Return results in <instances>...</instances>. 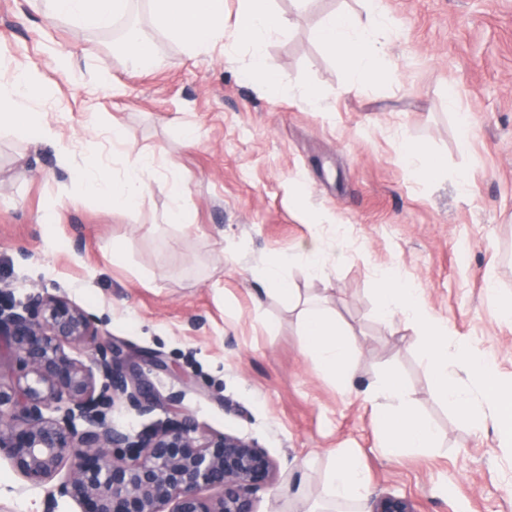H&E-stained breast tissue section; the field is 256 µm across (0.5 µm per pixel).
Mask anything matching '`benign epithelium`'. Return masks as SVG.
I'll return each instance as SVG.
<instances>
[{
	"label": "benign epithelium",
	"instance_id": "1",
	"mask_svg": "<svg viewBox=\"0 0 512 512\" xmlns=\"http://www.w3.org/2000/svg\"><path fill=\"white\" fill-rule=\"evenodd\" d=\"M87 310L45 288L15 303L0 289V351L20 374L0 384V449L27 482L52 480L65 462L68 476L50 491L81 512H255V494L277 480L275 460L256 441L205 434L185 415L131 435L108 420L120 401L139 414L160 402L140 365L104 339ZM71 349L92 351L91 365ZM366 512H418L414 500L369 497Z\"/></svg>",
	"mask_w": 512,
	"mask_h": 512
}]
</instances>
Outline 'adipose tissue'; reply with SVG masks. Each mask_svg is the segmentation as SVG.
Segmentation results:
<instances>
[{
	"label": "adipose tissue",
	"instance_id": "obj_1",
	"mask_svg": "<svg viewBox=\"0 0 512 512\" xmlns=\"http://www.w3.org/2000/svg\"><path fill=\"white\" fill-rule=\"evenodd\" d=\"M143 2L159 30L183 40L192 50H208L226 41L247 49L258 84L265 89L272 85L265 47L287 27L288 20L272 10L270 0H239L238 22L229 37L224 34V0H37L36 6L55 20L109 30L118 17L130 16ZM387 27L385 15L372 4L360 13L331 14L316 28L315 38L327 50L341 54L351 67L347 91L360 90L379 76L385 52L378 36ZM49 93L36 69H0V99L10 105L9 111L0 113V127L41 141L52 138V127L33 107ZM106 140L113 153L124 158L117 173H109L100 159L67 149L62 159L84 181L89 193L113 205L134 208L150 181L157 179L158 160L150 153L131 152L120 128L109 131ZM281 269V263H270L258 269L256 276L297 308L304 353L324 374L352 379L354 351L346 332L320 302L296 298ZM378 285L380 320L390 324L401 318L418 330L439 394L476 426L483 421L476 401L484 399L498 419L501 446L512 447V384L499 379L495 362L469 342L449 339L447 324L433 317L420 291L409 287L393 270L379 271ZM365 396L381 418V447L385 452L422 451L433 446L437 433L431 421L414 410L399 380L383 379L368 388ZM368 493V479L356 457L339 450L324 478V499L342 506L343 512H361Z\"/></svg>",
	"mask_w": 512,
	"mask_h": 512
}]
</instances>
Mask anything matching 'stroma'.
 Listing matches in <instances>:
<instances>
[{
    "instance_id": "35a3bbf8",
    "label": "stroma",
    "mask_w": 512,
    "mask_h": 512,
    "mask_svg": "<svg viewBox=\"0 0 512 512\" xmlns=\"http://www.w3.org/2000/svg\"><path fill=\"white\" fill-rule=\"evenodd\" d=\"M272 6L294 17L266 46L287 95L257 91L241 47L193 53L148 23L162 63L133 70L113 51L112 32L46 18L34 0H0V58L37 67L53 87L34 108L60 138L33 146L0 129V286L18 302L38 288L65 294L124 351L163 360L164 369L143 368L162 405L141 415L115 404L108 418L118 428L134 434L176 409L206 432L257 441L280 481L257 492L255 512L318 501L341 448L366 469L371 493L409 495L419 512H512V451L499 446L494 418L474 429L436 392L418 331L379 322L374 278L399 270L433 316L512 380V322L487 292L495 278L502 299L512 298V0H380L395 69L356 94L344 93L349 70L313 31L360 0ZM61 52L75 58L74 73L56 69ZM102 70L117 91L94 85ZM311 90L323 111L306 103ZM115 124L135 149L156 154L164 174L131 211L90 194L58 156L62 146L93 150ZM403 141L425 145L438 171L407 170ZM168 178L185 187L180 226ZM314 236L329 246L344 237L345 254L312 278L301 251ZM464 240L473 244L465 256ZM273 258L287 259L296 295L321 298L351 333L354 385L304 355L281 301L254 306V271ZM388 375L431 419L434 448L380 451V421L363 393ZM50 489L0 454V512H44Z\"/></svg>"
}]
</instances>
